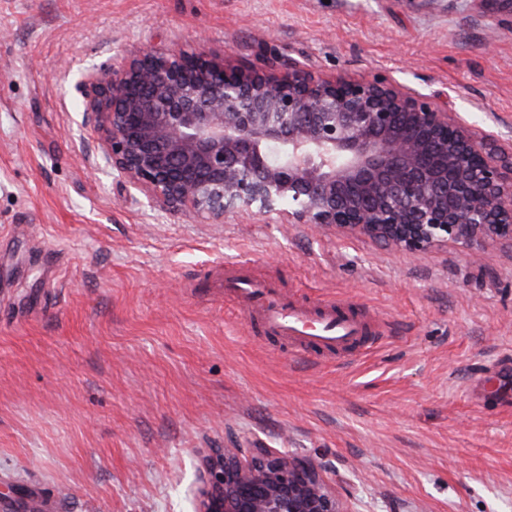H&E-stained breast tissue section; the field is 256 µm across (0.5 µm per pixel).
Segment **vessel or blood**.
Listing matches in <instances>:
<instances>
[{
  "mask_svg": "<svg viewBox=\"0 0 512 512\" xmlns=\"http://www.w3.org/2000/svg\"><path fill=\"white\" fill-rule=\"evenodd\" d=\"M219 284L251 329L287 345L293 356L362 354L379 345L386 334L368 310L344 301L309 308L253 276L242 261L225 267Z\"/></svg>",
  "mask_w": 512,
  "mask_h": 512,
  "instance_id": "vessel-or-blood-1",
  "label": "vessel or blood"
}]
</instances>
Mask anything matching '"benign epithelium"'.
I'll list each match as a JSON object with an SVG mask.
<instances>
[{
    "label": "benign epithelium",
    "mask_w": 512,
    "mask_h": 512,
    "mask_svg": "<svg viewBox=\"0 0 512 512\" xmlns=\"http://www.w3.org/2000/svg\"><path fill=\"white\" fill-rule=\"evenodd\" d=\"M477 2L512 25V0ZM77 89L103 160L166 211L207 224L281 211L410 253L512 242V160L386 78L242 66L200 44L142 50ZM332 468L234 443L203 458L196 512H345Z\"/></svg>",
    "instance_id": "7a95c632"
}]
</instances>
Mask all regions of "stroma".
Instances as JSON below:
<instances>
[{"label": "stroma", "mask_w": 512, "mask_h": 512, "mask_svg": "<svg viewBox=\"0 0 512 512\" xmlns=\"http://www.w3.org/2000/svg\"><path fill=\"white\" fill-rule=\"evenodd\" d=\"M193 39L388 78L512 155V26L475 0H0V495L194 512L233 438L326 455L345 512H512V243L167 213L101 161L74 82ZM243 259L366 304L383 345L314 363L252 335L209 274Z\"/></svg>", "instance_id": "35a3bbf8"}]
</instances>
